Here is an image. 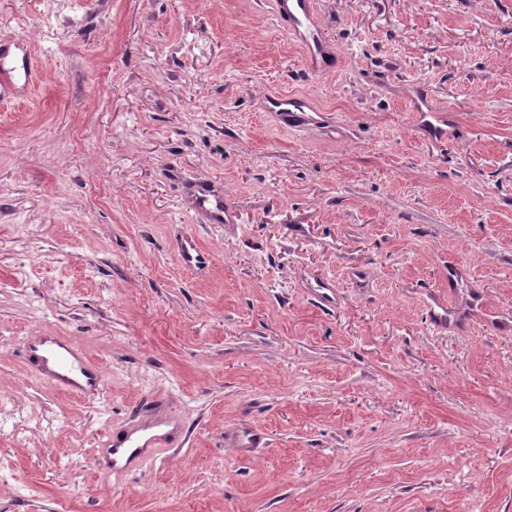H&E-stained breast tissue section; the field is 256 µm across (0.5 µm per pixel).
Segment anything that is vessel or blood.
Listing matches in <instances>:
<instances>
[{
	"mask_svg": "<svg viewBox=\"0 0 512 512\" xmlns=\"http://www.w3.org/2000/svg\"><path fill=\"white\" fill-rule=\"evenodd\" d=\"M276 4L288 35L299 40L306 49V66L315 72L322 71L329 51L317 27L312 0H276ZM270 105L272 111L288 122L299 118L313 122L318 117L317 112H306L305 102L297 98L277 97ZM177 255L184 268L198 274L208 271L214 263L213 254L190 235L178 242ZM28 348L37 361L39 375L51 385L78 392L84 388L98 390L104 383L103 372L94 361L57 337H29ZM172 424L171 416L160 415L107 437L106 447L129 451L125 462L113 463V472H125L130 465L145 462L169 446L173 437Z\"/></svg>",
	"mask_w": 512,
	"mask_h": 512,
	"instance_id": "obj_1",
	"label": "vessel or blood"
}]
</instances>
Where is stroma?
Here are the masks:
<instances>
[{"label": "stroma", "mask_w": 512, "mask_h": 512, "mask_svg": "<svg viewBox=\"0 0 512 512\" xmlns=\"http://www.w3.org/2000/svg\"><path fill=\"white\" fill-rule=\"evenodd\" d=\"M312 2L321 73L275 0H0V512H512V0ZM145 400L181 445L104 473ZM270 112H277L284 121L293 122L298 118L314 122L317 120L319 113L314 111L309 104L297 98L277 97L270 102ZM311 111L305 112L304 109ZM179 263L186 269L197 274L208 271L213 263V254L203 248L191 235L184 236L177 244ZM28 348L37 361L39 375L47 383L72 392L96 391L103 386L101 368L63 340L54 336H29ZM80 376L86 378V386L73 379Z\"/></svg>", "instance_id": "1"}]
</instances>
